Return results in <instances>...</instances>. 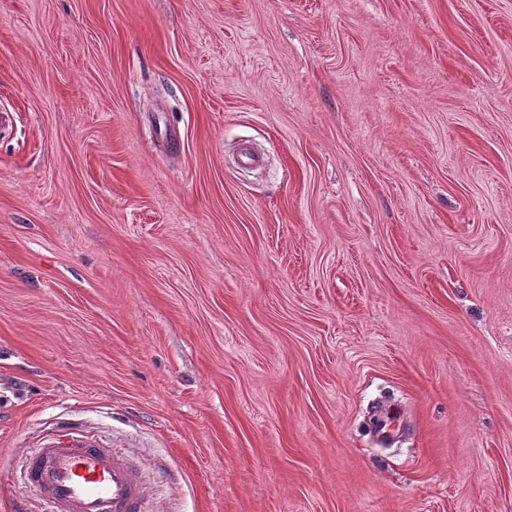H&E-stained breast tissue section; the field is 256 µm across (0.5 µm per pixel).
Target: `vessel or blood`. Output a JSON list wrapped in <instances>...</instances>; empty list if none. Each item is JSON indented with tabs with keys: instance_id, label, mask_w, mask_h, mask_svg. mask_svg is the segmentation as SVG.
<instances>
[{
	"instance_id": "b4317fda",
	"label": "vessel or blood",
	"mask_w": 512,
	"mask_h": 512,
	"mask_svg": "<svg viewBox=\"0 0 512 512\" xmlns=\"http://www.w3.org/2000/svg\"><path fill=\"white\" fill-rule=\"evenodd\" d=\"M27 497L16 512H28L29 497L43 512H146L147 485L133 462L83 434L34 451L26 463Z\"/></svg>"
}]
</instances>
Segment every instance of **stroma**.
Listing matches in <instances>:
<instances>
[{
  "label": "stroma",
  "mask_w": 512,
  "mask_h": 512,
  "mask_svg": "<svg viewBox=\"0 0 512 512\" xmlns=\"http://www.w3.org/2000/svg\"><path fill=\"white\" fill-rule=\"evenodd\" d=\"M1 110V491L512 512V0H0ZM26 488L43 512H148L147 485L133 462L83 434L34 451Z\"/></svg>",
  "instance_id": "35a3bbf8"
}]
</instances>
